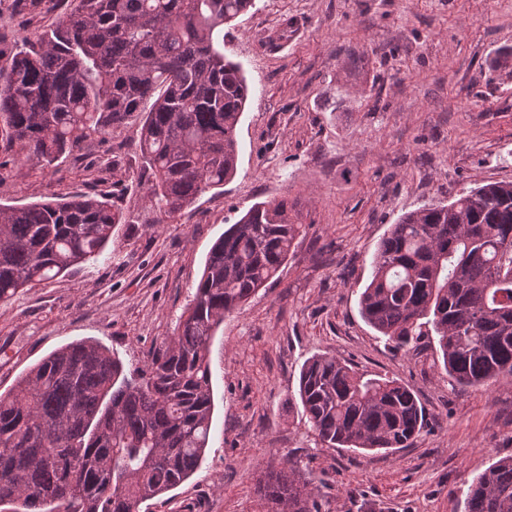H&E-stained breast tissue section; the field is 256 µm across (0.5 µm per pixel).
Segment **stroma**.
I'll list each match as a JSON object with an SVG mask.
<instances>
[{"label": "stroma", "instance_id": "1", "mask_svg": "<svg viewBox=\"0 0 512 512\" xmlns=\"http://www.w3.org/2000/svg\"><path fill=\"white\" fill-rule=\"evenodd\" d=\"M71 0H0V48L37 38ZM512 0H256L224 29L250 97L223 188L156 224L143 197L138 120L44 171L0 141V203L111 194L124 221L106 249L0 301V393L76 341L124 368L172 335L208 252L254 202L289 198L306 233L210 344L214 414L196 472L144 512H263L261 472L297 461L325 512H465L472 480L512 456V380L452 385L433 347L394 351L361 317L381 238L403 213L512 182ZM329 353L399 378L425 425L409 447L363 454L321 444L289 405L302 364Z\"/></svg>", "mask_w": 512, "mask_h": 512}]
</instances>
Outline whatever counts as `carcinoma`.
<instances>
[{
  "label": "carcinoma",
  "mask_w": 512,
  "mask_h": 512,
  "mask_svg": "<svg viewBox=\"0 0 512 512\" xmlns=\"http://www.w3.org/2000/svg\"><path fill=\"white\" fill-rule=\"evenodd\" d=\"M255 0H72L36 41L0 50V137L45 169L120 127L151 99L138 146L144 197L162 224L236 171L249 97L224 55V25ZM288 198L253 204L211 247L176 333L125 373L98 343L51 352L0 394V506L12 512H142L185 482L209 445V343L224 316L288 261L303 231ZM121 212L104 195L0 205V300L100 255ZM512 182H490L401 215L380 241L359 297L365 322L396 350L434 336L448 378L476 387L512 378ZM329 448L395 452L425 425L395 377L328 353L302 366L297 394ZM289 459L258 493L266 512H322ZM466 512H512V456L468 487Z\"/></svg>",
  "instance_id": "1"
}]
</instances>
